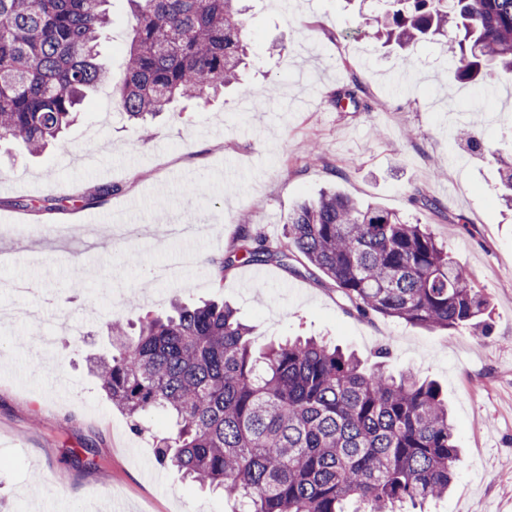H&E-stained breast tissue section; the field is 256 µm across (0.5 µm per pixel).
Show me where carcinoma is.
Masks as SVG:
<instances>
[{
    "instance_id": "obj_1",
    "label": "carcinoma",
    "mask_w": 512,
    "mask_h": 512,
    "mask_svg": "<svg viewBox=\"0 0 512 512\" xmlns=\"http://www.w3.org/2000/svg\"><path fill=\"white\" fill-rule=\"evenodd\" d=\"M109 0H0V138L32 154L63 134L89 91L109 79L95 62ZM135 35L117 106L146 124L179 98L208 101L247 55L240 0H130ZM401 47L458 36L454 77L484 90L512 74V0H384L369 19ZM512 205V157L500 160ZM292 258L327 276L362 317L429 330L483 328L489 297L418 223L337 191L288 214L287 242L244 244L224 270ZM112 355L91 372L133 429L163 413L156 458L217 491L234 512H402L448 494L459 455L434 380L313 337L253 349L234 307L175 306L131 336L109 323Z\"/></svg>"
}]
</instances>
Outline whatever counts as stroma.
Here are the masks:
<instances>
[{"instance_id":"obj_1","label":"stroma","mask_w":512,"mask_h":512,"mask_svg":"<svg viewBox=\"0 0 512 512\" xmlns=\"http://www.w3.org/2000/svg\"><path fill=\"white\" fill-rule=\"evenodd\" d=\"M246 4L240 83L205 104L174 103L152 135L114 103L134 20L128 0H110L100 60L112 79L91 92L65 147L34 156L0 139V252L12 254L0 266V505L232 512L158 463L151 438L168 432L166 417L133 431L88 369L109 348L111 320L212 300L237 308L256 348L321 336L369 361L386 345L391 371L438 380L462 453L453 489L428 512H512V212L498 173L512 156V79L490 104L455 80L450 38L409 53L383 45L365 23L377 0ZM355 83L369 111L337 106ZM102 185L112 195L85 199ZM329 187L425 224L486 289V335L360 317L325 275L292 260L218 275L243 236L279 244L289 213ZM424 196L439 209H422ZM65 224L87 225L86 238H64ZM76 264L85 276L73 302ZM34 331L60 339L38 352Z\"/></svg>"}]
</instances>
